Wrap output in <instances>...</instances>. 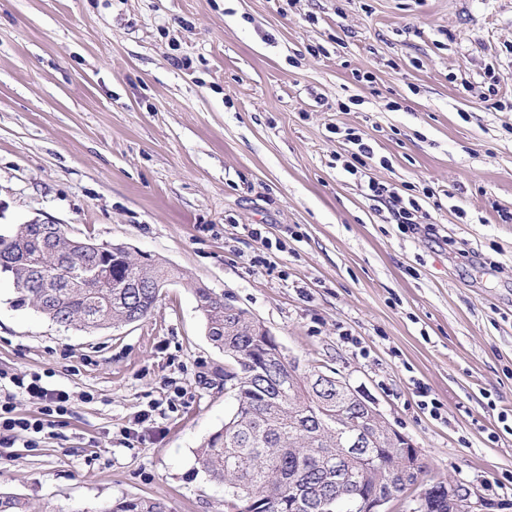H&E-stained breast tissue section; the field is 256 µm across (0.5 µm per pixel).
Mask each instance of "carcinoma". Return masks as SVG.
Returning a JSON list of instances; mask_svg holds the SVG:
<instances>
[{"label":"carcinoma","instance_id":"carcinoma-1","mask_svg":"<svg viewBox=\"0 0 512 512\" xmlns=\"http://www.w3.org/2000/svg\"><path fill=\"white\" fill-rule=\"evenodd\" d=\"M0 257L16 285L17 304L57 325L87 331L146 317L160 296L149 284L175 277L163 260L138 264L122 247L71 237L60 224L10 225L0 232ZM78 267L84 276L68 280ZM45 271L55 275L56 287H44ZM194 293L208 339L232 362L224 381L234 386L236 408L197 453L202 470L241 500L224 512H346L344 505L361 495L424 485L425 463L399 467L401 445L389 440L380 414H369L372 405L350 390L316 385L314 368L288 365L270 337L257 332V321L224 296L199 286ZM342 411L358 420L369 446L363 456L342 462L353 478L338 485L328 480L326 468L345 436ZM0 512L63 509L0 491ZM97 512H168V506L161 497L121 498Z\"/></svg>","mask_w":512,"mask_h":512}]
</instances>
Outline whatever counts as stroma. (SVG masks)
Listing matches in <instances>:
<instances>
[{"label":"stroma","mask_w":512,"mask_h":512,"mask_svg":"<svg viewBox=\"0 0 512 512\" xmlns=\"http://www.w3.org/2000/svg\"><path fill=\"white\" fill-rule=\"evenodd\" d=\"M347 128L372 177L433 188L437 238L337 166ZM35 217L181 279L89 333L0 277V372L74 399L38 447L0 443V489L224 512L196 451L236 401L197 283L371 402L428 475L512 512V0H0V222Z\"/></svg>","instance_id":"1"}]
</instances>
